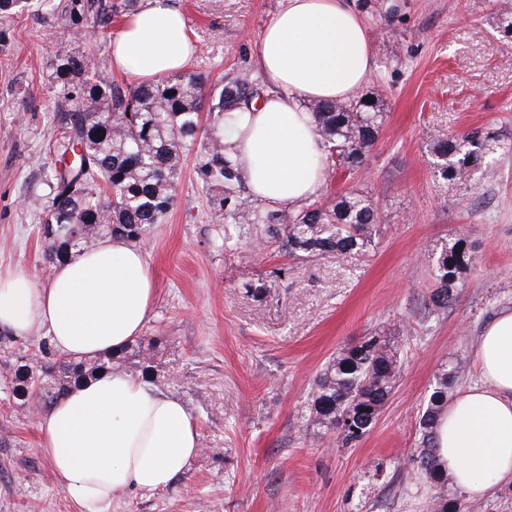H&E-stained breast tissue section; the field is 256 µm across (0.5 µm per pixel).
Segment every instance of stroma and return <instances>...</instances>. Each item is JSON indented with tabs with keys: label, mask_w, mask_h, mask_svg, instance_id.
<instances>
[{
	"label": "stroma",
	"mask_w": 512,
	"mask_h": 512,
	"mask_svg": "<svg viewBox=\"0 0 512 512\" xmlns=\"http://www.w3.org/2000/svg\"><path fill=\"white\" fill-rule=\"evenodd\" d=\"M392 22L365 11L375 57L367 91L387 113L366 168L326 182L329 195H371L381 224L366 252L288 259L243 244L215 247L218 226L186 157L177 201L141 245L157 283L141 337L155 346V387L188 407L203 452L173 484L131 492L111 512H431L434 487L412 459L418 416L439 372L463 358L450 393L477 380L476 342L512 310V38L494 17L512 0H395ZM66 0H35L0 16V276L53 270L38 228L47 176L62 149L61 100L51 81L60 52L109 57L120 20L84 19L87 37L57 25ZM197 52L190 68L212 76L255 67L264 27L282 0H179ZM490 129L502 149L494 173L467 185L437 177L435 130ZM465 239L476 257L445 312L430 310L432 261ZM287 266L285 279L271 277ZM265 279L247 296L242 281ZM388 336L400 362L372 431L352 448L309 422L325 362L363 336ZM44 336L0 342V512H82L42 452L39 410L9 395L20 356Z\"/></svg>",
	"instance_id": "1"
}]
</instances>
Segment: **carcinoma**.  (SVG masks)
I'll return each instance as SVG.
<instances>
[{
	"mask_svg": "<svg viewBox=\"0 0 512 512\" xmlns=\"http://www.w3.org/2000/svg\"><path fill=\"white\" fill-rule=\"evenodd\" d=\"M141 0H71L69 15L95 14L106 27L112 17H129ZM53 82L60 87L65 110L61 128L67 141L60 168L48 181L50 199L39 234L45 259L54 265L76 250L88 249L107 236L142 240L164 222L174 207L184 157L195 153L197 183L208 197L214 223L221 226L224 249L251 235L257 247L272 246L288 258L313 259L326 253H360L371 245L379 224L372 196L352 188L298 208H270L245 195L232 147L224 143V123L234 112L263 97L264 88L248 73L216 80L185 69L152 83L127 84L112 79L107 66L90 54L58 56ZM308 109L327 151V176L353 177L361 172L378 140L386 112L373 92L348 101H311ZM430 149L435 173L450 185H463L487 167L502 149L490 133H438ZM472 264L465 240L443 247L434 258V288L429 300L446 310L461 288L460 273ZM133 365L147 379L154 375L153 355L136 343ZM41 361L16 365L10 394L26 401L37 386L41 407L48 409L95 373L127 370L109 353L100 363L52 357L38 344ZM399 368L382 336H366L330 358L311 392L310 421L334 432L344 446H357L375 425L390 396ZM448 375L443 371L418 420L417 469L436 485L447 474L438 454L442 415L448 407Z\"/></svg>",
	"mask_w": 512,
	"mask_h": 512,
	"instance_id": "1",
	"label": "carcinoma"
}]
</instances>
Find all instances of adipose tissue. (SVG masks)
<instances>
[{
    "label": "adipose tissue",
    "mask_w": 512,
    "mask_h": 512,
    "mask_svg": "<svg viewBox=\"0 0 512 512\" xmlns=\"http://www.w3.org/2000/svg\"><path fill=\"white\" fill-rule=\"evenodd\" d=\"M193 53L173 0H145L112 39L113 69L140 82L184 68ZM255 63L274 90L236 113L224 140L256 198L288 207L314 199L326 154L305 104L350 99L368 82L375 61L364 15L356 0H283ZM155 299L144 252L108 237L56 265L45 282L22 268L0 278V330L44 332L68 357L117 353L140 335ZM474 361L480 382L449 402L438 444L451 484L478 499L494 481H512V311L485 327ZM38 425L44 454L84 512H109L132 489L171 485L201 452L187 406L122 371L70 390Z\"/></svg>",
    "instance_id": "adipose-tissue-1"
}]
</instances>
